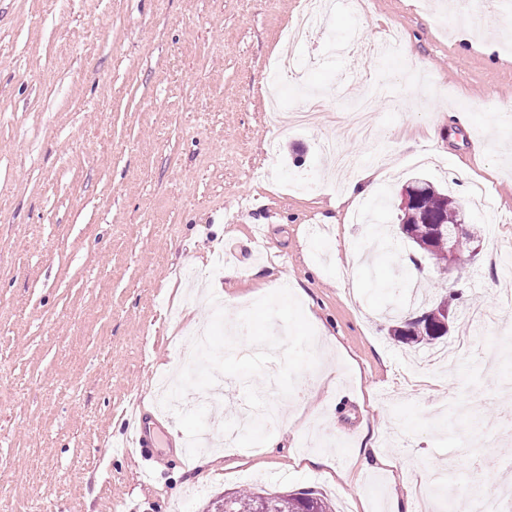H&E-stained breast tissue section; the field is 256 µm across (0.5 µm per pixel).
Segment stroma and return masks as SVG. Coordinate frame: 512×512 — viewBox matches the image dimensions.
I'll return each mask as SVG.
<instances>
[{
    "instance_id": "stroma-1",
    "label": "stroma",
    "mask_w": 512,
    "mask_h": 512,
    "mask_svg": "<svg viewBox=\"0 0 512 512\" xmlns=\"http://www.w3.org/2000/svg\"><path fill=\"white\" fill-rule=\"evenodd\" d=\"M305 3L0 0V512H204L250 487L311 489L332 512H452L414 480L452 471L453 500L485 484L471 457L512 383V277L490 259L512 255V51L463 38L448 0L340 4L319 39L288 44ZM389 33L402 52L365 73L336 54L348 36ZM288 53L281 107L314 98L324 115L281 139L264 88ZM375 89L386 136L370 144L344 127ZM326 140L350 172L333 170ZM367 168L391 197L378 223H396L398 191L420 174L481 240L431 276L459 296L453 336L475 340L446 371L388 334L389 309L409 302L391 287L409 247L374 254L351 223L342 187ZM215 282L229 320L286 286L332 336L299 378L294 428L273 429L271 448L211 449L207 465L183 457L176 425L163 447L123 449L133 403L158 416L156 386L185 365V332H204ZM448 397L466 417L431 412Z\"/></svg>"
}]
</instances>
